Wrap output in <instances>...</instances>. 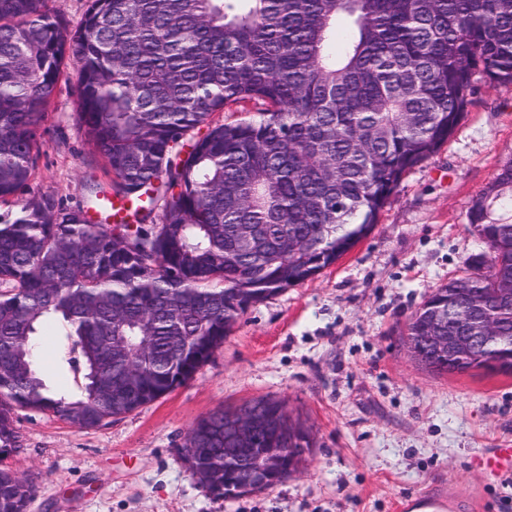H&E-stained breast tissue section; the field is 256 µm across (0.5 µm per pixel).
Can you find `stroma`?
Segmentation results:
<instances>
[{"label": "stroma", "instance_id": "obj_1", "mask_svg": "<svg viewBox=\"0 0 512 512\" xmlns=\"http://www.w3.org/2000/svg\"><path fill=\"white\" fill-rule=\"evenodd\" d=\"M77 69L68 60L36 128L35 175L18 202L51 194L75 208L87 180L103 176L77 123ZM470 99L371 232L315 277L251 305L191 380L93 428L17 411L22 446L0 462L35 484L26 512H399L402 501L451 487L480 491L483 512H512V480L471 464L512 444V376L437 374L404 342L431 291L483 251L470 211L512 163V85L479 81ZM35 342L51 388L69 393L53 331ZM260 398L282 402L309 430L300 472L237 499L209 492L183 458L192 428Z\"/></svg>", "mask_w": 512, "mask_h": 512}]
</instances>
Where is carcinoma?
<instances>
[{
	"mask_svg": "<svg viewBox=\"0 0 512 512\" xmlns=\"http://www.w3.org/2000/svg\"><path fill=\"white\" fill-rule=\"evenodd\" d=\"M82 63L77 118L110 176L84 206L53 195L0 218V456L22 447L14 409L84 428L190 380L245 307L333 265L371 230L405 173L453 133L475 77L512 84V0H89L68 28L46 0H0V204L35 174V131L65 57ZM250 105L229 123L216 112ZM512 164L470 211L489 252L434 289L407 325L489 300L512 366ZM255 226L250 251L240 227ZM59 336L68 394L33 340ZM115 336L127 338L112 352ZM218 409L183 448L202 477L224 453ZM33 486L0 468V512Z\"/></svg>",
	"mask_w": 512,
	"mask_h": 512,
	"instance_id": "obj_1",
	"label": "carcinoma"
}]
</instances>
